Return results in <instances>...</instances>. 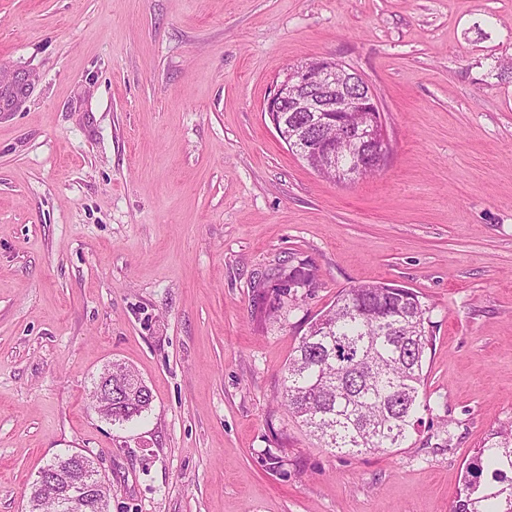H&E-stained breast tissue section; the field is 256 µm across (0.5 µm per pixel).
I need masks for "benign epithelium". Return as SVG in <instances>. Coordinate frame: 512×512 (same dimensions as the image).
<instances>
[{
  "label": "benign epithelium",
  "mask_w": 512,
  "mask_h": 512,
  "mask_svg": "<svg viewBox=\"0 0 512 512\" xmlns=\"http://www.w3.org/2000/svg\"><path fill=\"white\" fill-rule=\"evenodd\" d=\"M265 111L271 116L277 112H316L317 128L339 120V115L344 112H365L367 119L362 125L344 128L345 147L306 133L296 137V148L307 153L323 151L335 166L341 158L348 156L357 160L361 170L370 166L372 158L381 167L388 159L389 141L377 95L364 75L334 60L315 59L285 70L266 100ZM46 481L60 488L59 512H81L82 505L105 479L95 472L71 480L59 474L57 468L45 466L36 483Z\"/></svg>",
  "instance_id": "benign-epithelium-1"
}]
</instances>
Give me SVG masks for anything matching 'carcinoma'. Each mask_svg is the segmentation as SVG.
Returning a JSON list of instances; mask_svg holds the SVG:
<instances>
[{
    "label": "carcinoma",
    "instance_id": "cac0c4a2",
    "mask_svg": "<svg viewBox=\"0 0 512 512\" xmlns=\"http://www.w3.org/2000/svg\"><path fill=\"white\" fill-rule=\"evenodd\" d=\"M310 112H284L290 128L310 124ZM308 165L336 179L325 157ZM433 346L427 309L413 290L388 283L347 288L300 337L284 373L282 405L322 446L352 452L399 448L420 418L423 365ZM128 366L112 363V423L147 411L150 389ZM37 512H55L50 486L31 487ZM448 512H512V425L490 430L465 467Z\"/></svg>",
    "mask_w": 512,
    "mask_h": 512
}]
</instances>
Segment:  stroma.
<instances>
[{"instance_id":"obj_1","label":"stroma","mask_w":512,"mask_h":512,"mask_svg":"<svg viewBox=\"0 0 512 512\" xmlns=\"http://www.w3.org/2000/svg\"><path fill=\"white\" fill-rule=\"evenodd\" d=\"M361 72L375 175L321 177L263 104L289 66ZM512 0H0V512L91 456L110 512H448L512 423ZM311 269L306 288L284 273ZM418 293L433 347L402 447H321L280 402L342 289ZM119 361L150 410L118 426Z\"/></svg>"}]
</instances>
